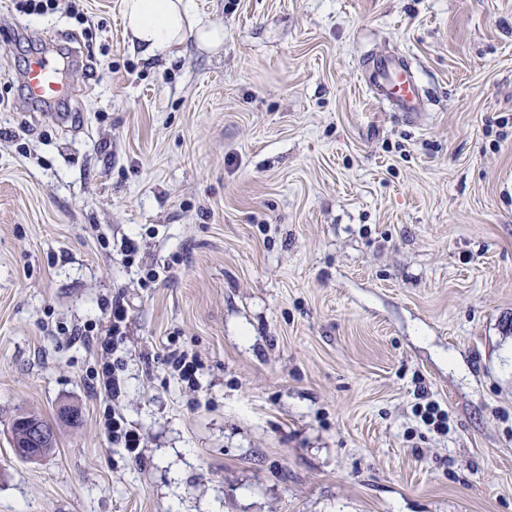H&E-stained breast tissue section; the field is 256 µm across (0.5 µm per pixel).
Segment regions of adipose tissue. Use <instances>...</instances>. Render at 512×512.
<instances>
[{"label":"adipose tissue","instance_id":"1","mask_svg":"<svg viewBox=\"0 0 512 512\" xmlns=\"http://www.w3.org/2000/svg\"><path fill=\"white\" fill-rule=\"evenodd\" d=\"M123 15L133 38L154 57H174L191 28L200 42L217 45L222 41L219 29L194 28L190 0H124Z\"/></svg>","mask_w":512,"mask_h":512}]
</instances>
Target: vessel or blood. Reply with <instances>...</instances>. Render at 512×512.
I'll use <instances>...</instances> for the list:
<instances>
[{"label": "vessel or blood", "mask_w": 512, "mask_h": 512, "mask_svg": "<svg viewBox=\"0 0 512 512\" xmlns=\"http://www.w3.org/2000/svg\"><path fill=\"white\" fill-rule=\"evenodd\" d=\"M363 84L380 100L398 111L416 115L423 99L407 59L399 54L367 57L361 62ZM24 83L31 99L53 106L67 95L58 69L42 55L31 58L24 73Z\"/></svg>", "instance_id": "obj_1"}]
</instances>
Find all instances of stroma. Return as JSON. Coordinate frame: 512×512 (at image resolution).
Listing matches in <instances>:
<instances>
[{"label":"stroma","instance_id":"stroma-1","mask_svg":"<svg viewBox=\"0 0 512 512\" xmlns=\"http://www.w3.org/2000/svg\"><path fill=\"white\" fill-rule=\"evenodd\" d=\"M60 2L0 0V512H512V0H192L224 40L168 61ZM393 53L418 118L360 83ZM116 297L138 460L93 385ZM24 83L29 97L45 105L54 106L68 94L59 70L42 55L33 56L29 61ZM165 362L172 366L174 371L178 372V376L188 383L192 382L196 373V358L193 354L185 351H169L165 355ZM103 432L112 441V445L123 448L130 457L139 459L142 435L130 427L123 413L113 406L108 409L104 417ZM31 416H35L36 418L30 416H17L12 420L11 428L12 434H14V430L16 428H20L24 430V435L22 437V441L13 440V447L17 454V456L25 461H34L42 458V449L46 448L44 451V456L53 451L56 445L55 435L54 438L52 433L48 430V428H52L53 425L49 423L44 418L32 413H26ZM41 421H40V420ZM45 426H44V425ZM48 428H47V427ZM54 428V427H53ZM53 439V447L49 448Z\"/></svg>","mask_w":512,"mask_h":512}]
</instances>
